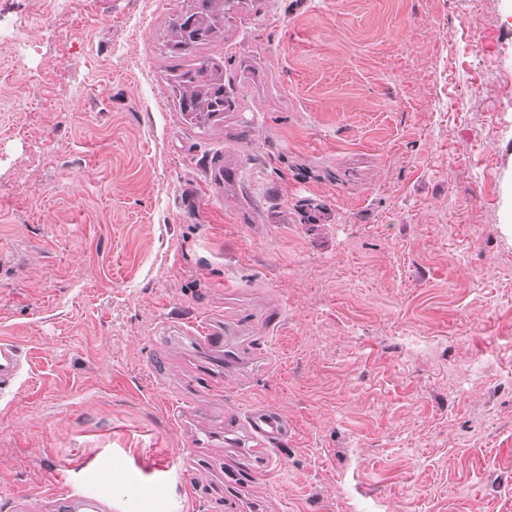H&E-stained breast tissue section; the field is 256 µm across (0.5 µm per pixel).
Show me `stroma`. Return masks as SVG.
<instances>
[{"instance_id":"35a3bbf8","label":"stroma","mask_w":512,"mask_h":512,"mask_svg":"<svg viewBox=\"0 0 512 512\" xmlns=\"http://www.w3.org/2000/svg\"><path fill=\"white\" fill-rule=\"evenodd\" d=\"M191 5L0 0V512L109 463L111 512H224L256 405L293 430L240 512H512V0H246L171 53ZM216 65H220L217 59L207 57L175 76L182 89L184 110L188 102L189 112H224V78L214 72ZM192 330L205 348L224 353V329L212 327L210 323H201L193 326ZM22 356L17 347L8 343H0V389L8 385L19 373Z\"/></svg>"}]
</instances>
